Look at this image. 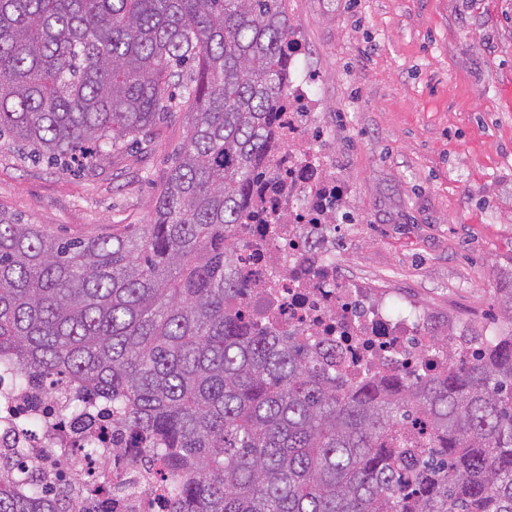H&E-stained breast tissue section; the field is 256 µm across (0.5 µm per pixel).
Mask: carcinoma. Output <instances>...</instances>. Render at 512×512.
Masks as SVG:
<instances>
[{
	"instance_id": "1",
	"label": "carcinoma",
	"mask_w": 512,
	"mask_h": 512,
	"mask_svg": "<svg viewBox=\"0 0 512 512\" xmlns=\"http://www.w3.org/2000/svg\"><path fill=\"white\" fill-rule=\"evenodd\" d=\"M291 34L286 0H0V140L80 173L185 120L139 233L0 211V360L162 453L169 512H512V330L446 375L345 391L225 309ZM0 512L82 505L0 477Z\"/></svg>"
}]
</instances>
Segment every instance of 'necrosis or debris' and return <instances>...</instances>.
Returning a JSON list of instances; mask_svg holds the SVG:
<instances>
[{"instance_id": "4bbe7bcc", "label": "necrosis or debris", "mask_w": 512, "mask_h": 512, "mask_svg": "<svg viewBox=\"0 0 512 512\" xmlns=\"http://www.w3.org/2000/svg\"><path fill=\"white\" fill-rule=\"evenodd\" d=\"M282 66L285 94L273 117L271 164L248 191L249 220L235 256L241 275L227 311L311 351L347 387L390 374H446L480 348L461 321L438 319L410 298L370 288L337 264L336 213L347 207L348 190L318 130L322 104L299 37H292ZM85 436L72 385L51 389L0 368V471L16 474L22 456L38 483L67 474L85 512H102L100 500L86 494L101 475L118 512H164L171 477L154 449L129 454L125 430L110 423L88 460Z\"/></svg>"}]
</instances>
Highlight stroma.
I'll list each match as a JSON object with an SVG mask.
<instances>
[{"instance_id":"stroma-1","label":"stroma","mask_w":512,"mask_h":512,"mask_svg":"<svg viewBox=\"0 0 512 512\" xmlns=\"http://www.w3.org/2000/svg\"><path fill=\"white\" fill-rule=\"evenodd\" d=\"M336 172L345 275L512 329V0H296ZM185 121L75 176L0 142V211L64 239L150 223Z\"/></svg>"}]
</instances>
